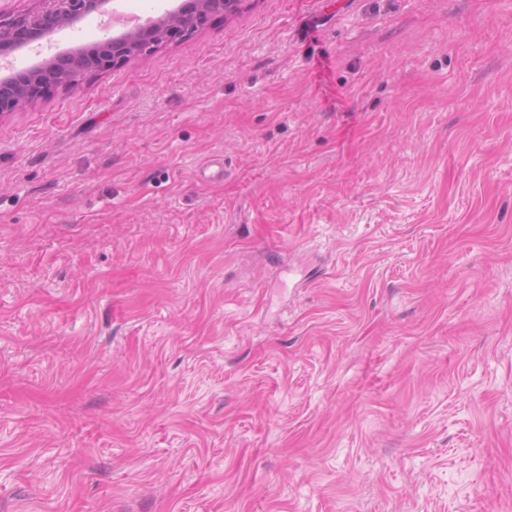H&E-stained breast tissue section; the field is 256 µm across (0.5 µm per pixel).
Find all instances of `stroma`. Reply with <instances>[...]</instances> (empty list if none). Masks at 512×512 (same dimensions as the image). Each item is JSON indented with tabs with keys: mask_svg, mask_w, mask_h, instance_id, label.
I'll return each instance as SVG.
<instances>
[{
	"mask_svg": "<svg viewBox=\"0 0 512 512\" xmlns=\"http://www.w3.org/2000/svg\"><path fill=\"white\" fill-rule=\"evenodd\" d=\"M0 512H512V0H243L0 115Z\"/></svg>",
	"mask_w": 512,
	"mask_h": 512,
	"instance_id": "obj_1",
	"label": "stroma"
}]
</instances>
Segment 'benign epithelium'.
I'll return each mask as SVG.
<instances>
[{"label":"benign epithelium","instance_id":"obj_1","mask_svg":"<svg viewBox=\"0 0 512 512\" xmlns=\"http://www.w3.org/2000/svg\"><path fill=\"white\" fill-rule=\"evenodd\" d=\"M47 11L58 19L61 28L72 27L92 14L104 15L111 0H45ZM242 0H189L185 8L168 11L145 27L134 28L110 39L112 52L104 58L96 57L91 48L76 47L59 52L42 62L20 71L11 70L0 75V115L12 111L29 100L37 86L48 80L60 86H70L73 79L87 67L94 64L103 71L125 62L144 44L145 40L157 35L179 36L191 31L204 22L202 14L206 7L214 8L224 15L238 11ZM47 35L42 30L40 14L24 13L9 16L0 15V58L6 59L26 48L31 39Z\"/></svg>","mask_w":512,"mask_h":512}]
</instances>
